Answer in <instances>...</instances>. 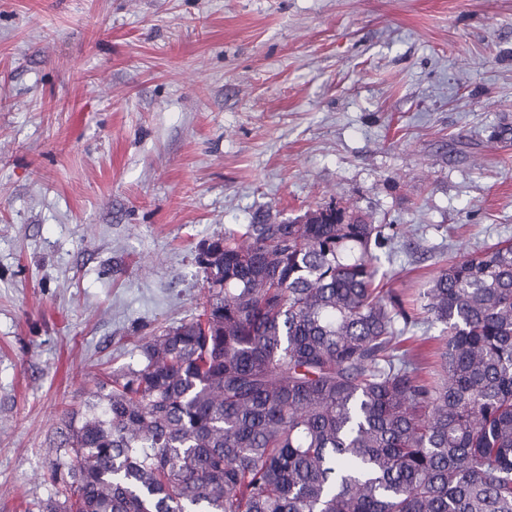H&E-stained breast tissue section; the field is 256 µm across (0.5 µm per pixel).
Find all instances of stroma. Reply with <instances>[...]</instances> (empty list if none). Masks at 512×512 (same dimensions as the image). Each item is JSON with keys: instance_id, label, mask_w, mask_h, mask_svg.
<instances>
[{"instance_id": "35a3bbf8", "label": "stroma", "mask_w": 512, "mask_h": 512, "mask_svg": "<svg viewBox=\"0 0 512 512\" xmlns=\"http://www.w3.org/2000/svg\"><path fill=\"white\" fill-rule=\"evenodd\" d=\"M331 200L407 295L512 239V0H0V512L203 241Z\"/></svg>"}]
</instances>
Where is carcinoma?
Listing matches in <instances>:
<instances>
[{
  "instance_id": "1",
  "label": "carcinoma",
  "mask_w": 512,
  "mask_h": 512,
  "mask_svg": "<svg viewBox=\"0 0 512 512\" xmlns=\"http://www.w3.org/2000/svg\"><path fill=\"white\" fill-rule=\"evenodd\" d=\"M324 208L200 245L201 311L64 421L28 512H512V241L410 309L376 283L391 225Z\"/></svg>"
}]
</instances>
